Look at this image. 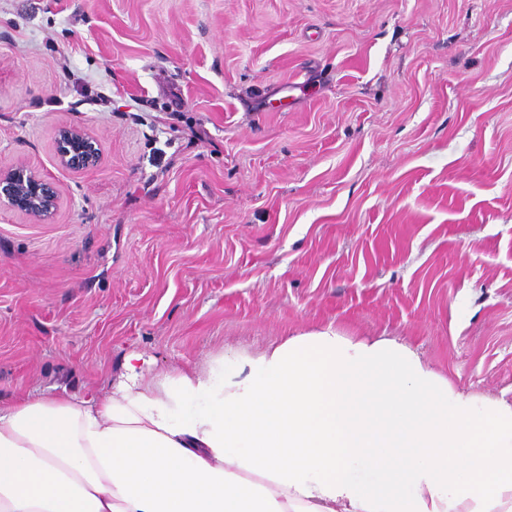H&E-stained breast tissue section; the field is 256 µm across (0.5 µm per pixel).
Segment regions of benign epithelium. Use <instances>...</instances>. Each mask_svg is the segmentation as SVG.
Masks as SVG:
<instances>
[{"label":"benign epithelium","instance_id":"benign-epithelium-1","mask_svg":"<svg viewBox=\"0 0 512 512\" xmlns=\"http://www.w3.org/2000/svg\"><path fill=\"white\" fill-rule=\"evenodd\" d=\"M57 160L60 167L79 171L96 165L99 155L83 130L68 126L59 131ZM58 200L57 188L38 172L26 166L0 170V204L45 222L53 217Z\"/></svg>","mask_w":512,"mask_h":512}]
</instances>
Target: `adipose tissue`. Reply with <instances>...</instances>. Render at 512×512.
Segmentation results:
<instances>
[{
    "label": "adipose tissue",
    "instance_id": "obj_1",
    "mask_svg": "<svg viewBox=\"0 0 512 512\" xmlns=\"http://www.w3.org/2000/svg\"><path fill=\"white\" fill-rule=\"evenodd\" d=\"M0 512H512V401L333 327L0 403Z\"/></svg>",
    "mask_w": 512,
    "mask_h": 512
}]
</instances>
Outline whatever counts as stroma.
I'll return each mask as SVG.
<instances>
[{
  "label": "stroma",
  "mask_w": 512,
  "mask_h": 512,
  "mask_svg": "<svg viewBox=\"0 0 512 512\" xmlns=\"http://www.w3.org/2000/svg\"><path fill=\"white\" fill-rule=\"evenodd\" d=\"M19 164L60 201L0 207L1 403L328 325L512 400V0H0ZM57 160L60 167L71 170L89 169L99 160L93 140L78 127H63L58 135Z\"/></svg>",
  "instance_id": "35a3bbf8"
}]
</instances>
